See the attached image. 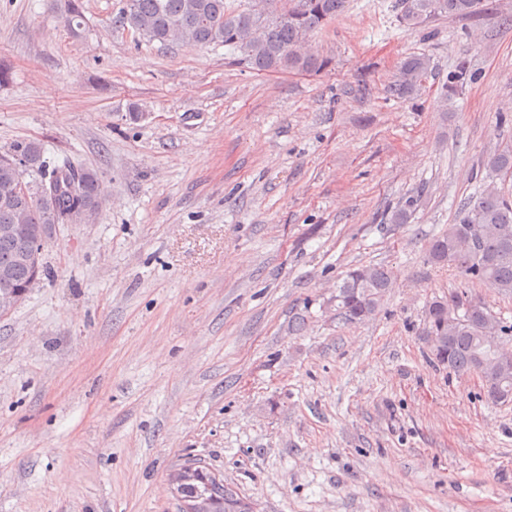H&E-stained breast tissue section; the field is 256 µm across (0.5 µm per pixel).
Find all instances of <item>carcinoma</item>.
Segmentation results:
<instances>
[{"label": "carcinoma", "instance_id": "carcinoma-1", "mask_svg": "<svg viewBox=\"0 0 512 512\" xmlns=\"http://www.w3.org/2000/svg\"><path fill=\"white\" fill-rule=\"evenodd\" d=\"M63 19L74 35L85 23L84 0H59ZM347 0H120L112 27L136 42L162 45H223L234 60L257 72L318 73L327 60L312 47V37L340 16ZM481 0H397L400 24L421 27L438 17L474 16ZM431 70L430 58L413 55L401 63L390 92L410 98ZM470 77L467 62H458L443 85L440 99ZM22 156L21 162L14 154ZM485 167L491 176L459 207L456 223L434 238L427 259L448 265L466 279L478 280L512 296V197L495 180L512 175V145L493 152ZM103 195L98 174L69 163L50 166L36 140L18 141L0 154V224H28L51 230L54 224H82L79 219ZM20 240L0 238V267H12L16 286L31 280V269L16 262ZM391 284V271L365 266L348 271L336 286V319L362 323L374 316ZM422 335L431 360L458 374L477 373L494 404L512 402V323L491 313L464 289L426 305ZM191 491L206 498L205 512H234L241 495L224 481L198 482Z\"/></svg>", "mask_w": 512, "mask_h": 512}]
</instances>
